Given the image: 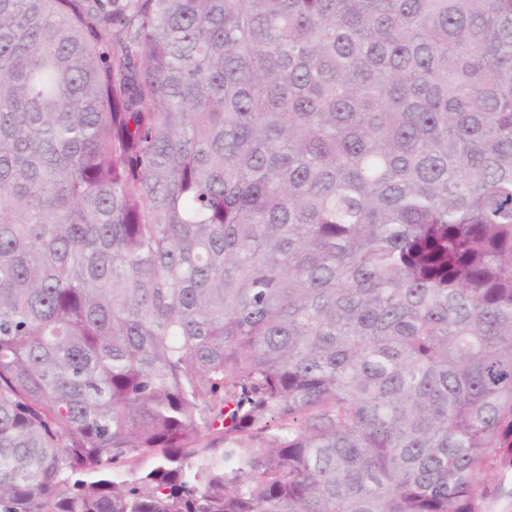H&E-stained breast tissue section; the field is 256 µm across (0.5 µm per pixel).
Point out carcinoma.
I'll list each match as a JSON object with an SVG mask.
<instances>
[{"label": "carcinoma", "instance_id": "obj_1", "mask_svg": "<svg viewBox=\"0 0 512 512\" xmlns=\"http://www.w3.org/2000/svg\"><path fill=\"white\" fill-rule=\"evenodd\" d=\"M0 0V512H491L512 0Z\"/></svg>", "mask_w": 512, "mask_h": 512}]
</instances>
